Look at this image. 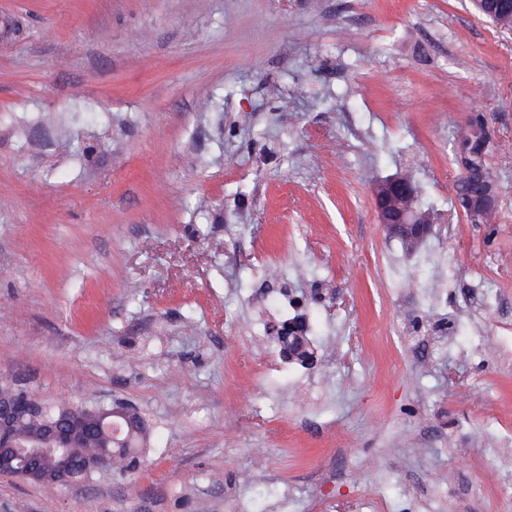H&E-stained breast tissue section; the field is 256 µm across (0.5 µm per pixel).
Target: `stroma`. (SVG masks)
Listing matches in <instances>:
<instances>
[{"label": "stroma", "instance_id": "stroma-1", "mask_svg": "<svg viewBox=\"0 0 512 512\" xmlns=\"http://www.w3.org/2000/svg\"><path fill=\"white\" fill-rule=\"evenodd\" d=\"M1 21L0 381L152 431L133 474L0 476V512H512V31L470 0ZM479 118L491 224L454 190ZM400 171L440 218L412 252L373 206ZM278 342L280 348L284 351L288 350V355L292 357L301 356L307 364L314 361V353L310 352V343L308 342L306 333V325L301 320L288 322V325H282L278 330Z\"/></svg>", "mask_w": 512, "mask_h": 512}]
</instances>
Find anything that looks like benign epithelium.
Returning <instances> with one entry per match:
<instances>
[{
  "instance_id": "obj_1",
  "label": "benign epithelium",
  "mask_w": 512,
  "mask_h": 512,
  "mask_svg": "<svg viewBox=\"0 0 512 512\" xmlns=\"http://www.w3.org/2000/svg\"><path fill=\"white\" fill-rule=\"evenodd\" d=\"M476 7L506 22L512 30V0H473ZM463 173L469 182L457 191L459 205L474 224H485L496 212L497 188L494 180L484 173L474 174L470 155L460 152ZM419 189L411 176L397 173L376 182L373 189L374 208L384 231L400 240L406 249L418 248L435 229L434 212L416 206ZM306 325L294 320L278 330L280 348L292 357L299 356L311 364ZM22 407L12 394L0 393V475L35 482L47 489L60 483L75 482L80 472H95L112 468V449L101 448L92 455L75 461L73 448L77 436L93 428L112 430V422L94 412L78 419L62 418L45 423L40 434L30 440H20L15 425Z\"/></svg>"
}]
</instances>
